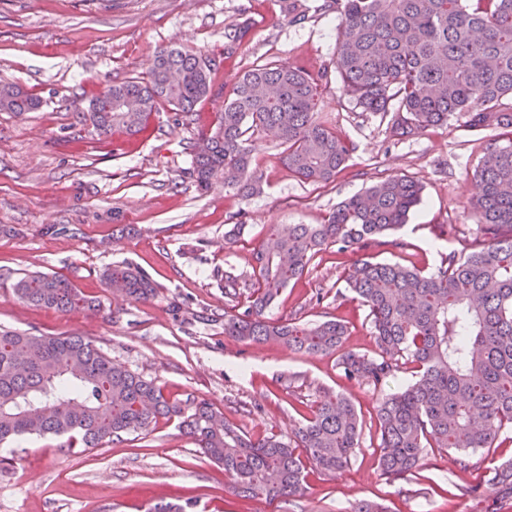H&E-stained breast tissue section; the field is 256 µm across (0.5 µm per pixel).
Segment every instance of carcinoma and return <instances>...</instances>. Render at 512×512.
<instances>
[{"label":"carcinoma","mask_w":512,"mask_h":512,"mask_svg":"<svg viewBox=\"0 0 512 512\" xmlns=\"http://www.w3.org/2000/svg\"><path fill=\"white\" fill-rule=\"evenodd\" d=\"M341 16L336 74L345 94L368 112L392 113L390 131L409 137L466 113L496 132L477 178V235L464 253L448 254L426 275L413 265L374 260L398 248L384 236L407 223L422 186L404 177L379 181L340 202L323 224H279L253 250L252 273L224 272V335L275 342L304 355H338L344 377L383 390L412 368L415 380L380 397L378 465L393 480L425 466V449L445 448L461 473L495 497H512V460L481 451L512 431V0H333ZM211 61L163 47L147 81L114 83L89 105L98 135L136 133L162 105L192 113L211 88ZM322 74L287 63L254 65L238 75L224 110L199 133L187 174L206 189L231 174L239 193L261 191L252 169V137L275 132L282 162L299 179L334 180L355 150L317 118ZM39 100L15 83L0 84V111L32 112ZM363 255L346 288L368 310L377 351L346 349L337 319L299 323L265 311L303 276L323 249ZM134 302L154 297L150 275L130 263L102 272ZM15 295L40 308L70 312L92 301L55 274L31 273ZM179 426L208 460L222 466L244 497L274 502L305 496L308 471L339 474L362 444L363 418L343 393L319 389L311 414L285 441L252 439L224 423L207 401L167 397L154 381L112 361L81 336L0 329V443L21 435H66L96 448L159 419Z\"/></svg>","instance_id":"1"}]
</instances>
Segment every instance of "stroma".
Instances as JSON below:
<instances>
[{
  "mask_svg": "<svg viewBox=\"0 0 512 512\" xmlns=\"http://www.w3.org/2000/svg\"><path fill=\"white\" fill-rule=\"evenodd\" d=\"M0 0V81L40 98L37 110L0 112V328L84 336L113 361L155 380L166 396L210 403L227 424L257 439L288 436L310 414L317 389L344 393L364 420L362 449L340 474H311L307 494L273 503L243 498L224 469L196 450L177 421L148 431L71 447L65 436H22L0 444V512H146L159 501H193L194 512H352L357 501L388 512H512L461 494L474 476L458 473L447 450L427 451L420 480H390L378 466L377 392L347 380L333 355L304 356L278 344L224 334V274L248 271L254 248L276 224H320L337 204L389 177L423 188L420 204L376 260L433 273L476 234L477 171L493 139L464 114L407 140L388 119L343 93L334 59L340 15L324 0ZM245 38L229 44L236 25ZM162 46L213 62L211 91L192 115L160 107L138 134L98 136L90 100L112 82L145 80ZM264 63L321 73L318 118L353 142L346 168L329 183H308L281 161L271 133L258 135L252 167L260 194L227 183L200 189L186 169L198 130L224 108L236 77ZM243 225L226 241L229 225ZM358 249L327 248L268 309L270 318L346 322L347 349L374 354L367 310L344 275ZM145 269L157 290L146 302L113 294L100 278L110 266ZM67 278L95 301L93 311L62 313L19 300L17 277Z\"/></svg>",
  "mask_w": 512,
  "mask_h": 512,
  "instance_id": "1",
  "label": "stroma"
}]
</instances>
